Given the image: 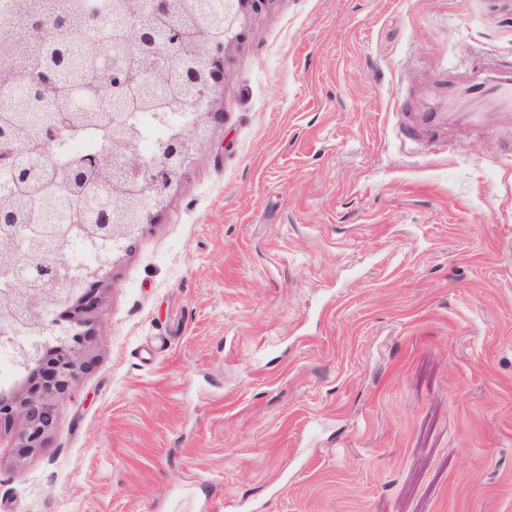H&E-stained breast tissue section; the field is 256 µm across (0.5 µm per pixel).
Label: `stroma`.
I'll use <instances>...</instances> for the list:
<instances>
[{"instance_id":"1","label":"stroma","mask_w":512,"mask_h":512,"mask_svg":"<svg viewBox=\"0 0 512 512\" xmlns=\"http://www.w3.org/2000/svg\"><path fill=\"white\" fill-rule=\"evenodd\" d=\"M512 0H263L0 512H512ZM474 88L478 93L493 95L503 105L512 109V82L510 78L498 80L490 85L479 84Z\"/></svg>"}]
</instances>
